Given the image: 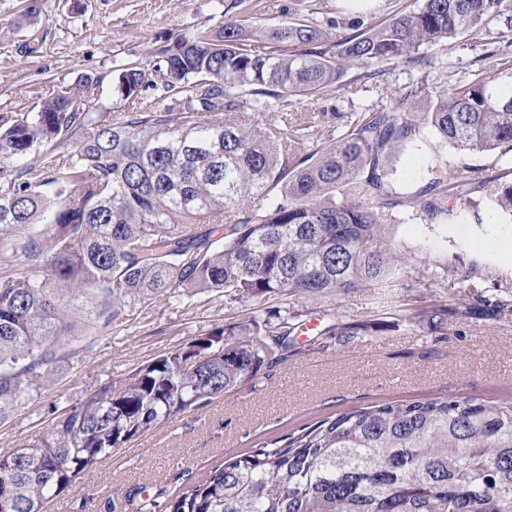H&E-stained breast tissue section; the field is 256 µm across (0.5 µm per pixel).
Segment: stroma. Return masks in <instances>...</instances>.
I'll return each instance as SVG.
<instances>
[{"instance_id":"35a3bbf8","label":"stroma","mask_w":512,"mask_h":512,"mask_svg":"<svg viewBox=\"0 0 512 512\" xmlns=\"http://www.w3.org/2000/svg\"><path fill=\"white\" fill-rule=\"evenodd\" d=\"M411 2L367 0L356 8L350 0H0V18L17 25L11 37L0 39V112L38 111L43 98L90 75L99 80L92 111L116 121L128 110L118 89L117 66L159 63L160 49L177 35L199 28L216 31L231 18L284 25L301 14L322 30L345 34L354 19L368 26ZM29 5L35 15H24ZM430 53L434 64L428 83L446 89L482 68L489 54L511 57L512 31L491 20L479 35L458 36ZM410 78L408 70L396 66L383 82H358L341 92L329 89L314 105L336 113L351 102L386 101ZM460 159L489 184L512 171L511 155L462 156L432 137L396 155L393 189L404 196L418 192L430 165ZM453 209L455 217L448 222L391 211L387 238L406 260L399 288L404 307L397 325L345 347L318 349L310 346L309 334L298 336V354L270 380L242 386L114 449L111 458L49 502L47 512H72L78 505L83 512H104L108 505L114 512H131L124 495L128 488L176 491L181 474L201 477L226 454L299 432L349 406L446 396L512 398L511 316H460L448 324L453 337L440 343L432 341L427 323L415 319L446 293V283L432 282V271L477 263L483 273L471 280V291L488 298L499 285L512 282V222L462 202ZM244 313V304L208 294L163 298L137 307L124 323L96 335L91 352L73 343L53 384L41 393L22 395L17 410L0 420V453L45 434L54 411L79 403L91 389L122 380L139 365Z\"/></svg>"}]
</instances>
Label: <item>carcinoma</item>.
Wrapping results in <instances>:
<instances>
[{
	"label": "carcinoma",
	"mask_w": 512,
	"mask_h": 512,
	"mask_svg": "<svg viewBox=\"0 0 512 512\" xmlns=\"http://www.w3.org/2000/svg\"><path fill=\"white\" fill-rule=\"evenodd\" d=\"M512 24V0H414L368 29L331 36L308 17L268 27L230 19L162 50L155 75L120 69L132 111L119 121L72 109L90 79L36 112L0 113V418L27 390L51 386L66 339L107 330L164 297L265 299L237 321L105 383L58 413L48 433L0 455V512H46L85 473L135 438L246 383L294 352L295 301L366 293V316L397 314L405 261L385 236L386 208L447 220L448 202L484 187L470 165L431 168L419 192L393 199L392 159L435 135L463 153L512 155V59L497 57L434 89L419 77L381 104L321 124L292 100L377 80L402 64L422 74L430 47L483 22ZM208 78L210 85L202 82ZM179 94L174 112L137 111L140 92ZM428 102L413 112L409 102ZM267 115L263 124L253 120ZM79 135L76 149L49 146ZM37 162H29L31 154ZM489 206L512 217V178ZM22 256L40 273L19 277ZM480 267L446 270L460 290L423 312L439 339L448 318L491 306L512 313V283L494 301L466 292ZM370 321L330 319L321 335L348 345ZM136 512H512V399L388 401L345 408L295 435L231 454L169 496L126 491Z\"/></svg>",
	"instance_id": "cac0c4a2"
}]
</instances>
